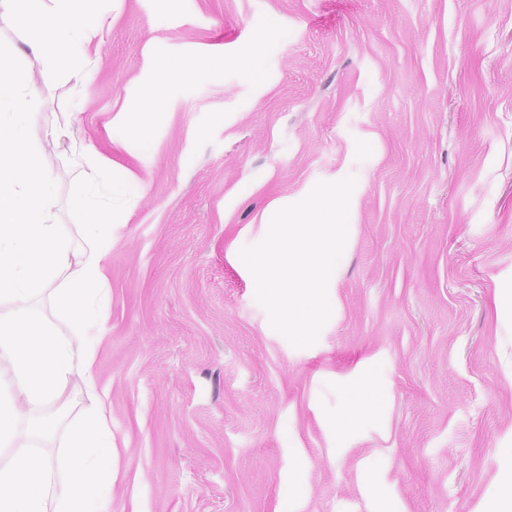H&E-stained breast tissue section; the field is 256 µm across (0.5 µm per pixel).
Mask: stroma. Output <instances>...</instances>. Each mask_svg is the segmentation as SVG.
<instances>
[{
  "instance_id": "stroma-1",
  "label": "stroma",
  "mask_w": 512,
  "mask_h": 512,
  "mask_svg": "<svg viewBox=\"0 0 512 512\" xmlns=\"http://www.w3.org/2000/svg\"><path fill=\"white\" fill-rule=\"evenodd\" d=\"M83 5L103 28L86 84L45 72L5 16L0 38L41 102L33 137L77 115L44 157L51 219L80 241L85 144L140 182L112 228L95 364L112 512H496L512 484V0ZM204 43L222 67L117 125ZM350 174L332 316L296 349L238 253L273 201ZM361 387L384 408L340 428Z\"/></svg>"
}]
</instances>
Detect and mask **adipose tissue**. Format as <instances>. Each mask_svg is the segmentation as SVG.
<instances>
[{
	"label": "adipose tissue",
	"mask_w": 512,
	"mask_h": 512,
	"mask_svg": "<svg viewBox=\"0 0 512 512\" xmlns=\"http://www.w3.org/2000/svg\"><path fill=\"white\" fill-rule=\"evenodd\" d=\"M6 2L14 25L25 30L28 46L42 67L78 84L89 79L97 29L75 11V0H52L47 12L32 9L33 0Z\"/></svg>",
	"instance_id": "1"
}]
</instances>
